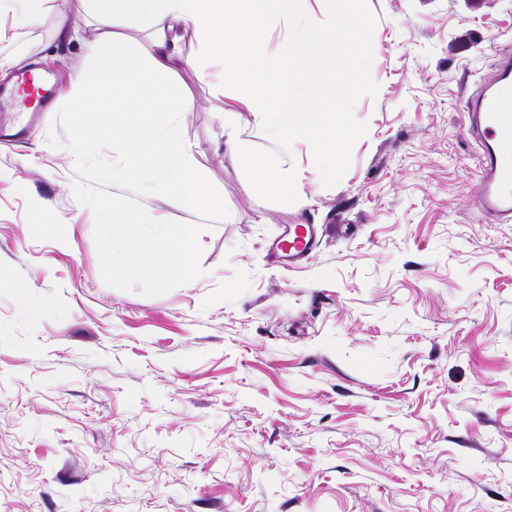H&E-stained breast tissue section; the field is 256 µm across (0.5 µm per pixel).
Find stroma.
Returning <instances> with one entry per match:
<instances>
[{
    "label": "stroma",
    "mask_w": 512,
    "mask_h": 512,
    "mask_svg": "<svg viewBox=\"0 0 512 512\" xmlns=\"http://www.w3.org/2000/svg\"><path fill=\"white\" fill-rule=\"evenodd\" d=\"M367 4V132L331 188L295 141L286 199L225 144L235 87L185 32L179 125L224 206L144 198L202 229L201 275L157 297L104 284L73 195L94 23L0 5V84L55 78L40 119L0 106V512H512V224L477 211L463 132L512 0ZM298 223L323 233L291 268L268 250Z\"/></svg>",
    "instance_id": "35a3bbf8"
}]
</instances>
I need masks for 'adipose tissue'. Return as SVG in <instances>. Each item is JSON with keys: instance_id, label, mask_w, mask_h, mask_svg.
I'll return each mask as SVG.
<instances>
[{"instance_id": "obj_1", "label": "adipose tissue", "mask_w": 512, "mask_h": 512, "mask_svg": "<svg viewBox=\"0 0 512 512\" xmlns=\"http://www.w3.org/2000/svg\"><path fill=\"white\" fill-rule=\"evenodd\" d=\"M288 0H56L62 14H94L103 33L86 43L87 69L72 79L83 107L110 109L111 122L97 135L111 138L117 159L112 177H135L147 192L171 203L192 207H222L209 189L195 153L181 137L178 117L194 103L177 79L182 33L192 30L204 51L224 67L225 80L236 87L235 107L224 111L228 144L238 142V113H253L257 125L276 144L263 157L243 154L257 182L290 195L296 179L286 168L288 149L305 121L321 111L324 99L307 100L302 110L283 111L269 94L283 67L261 50L269 20L285 13ZM145 24L151 50L141 54L122 35V27Z\"/></svg>"}]
</instances>
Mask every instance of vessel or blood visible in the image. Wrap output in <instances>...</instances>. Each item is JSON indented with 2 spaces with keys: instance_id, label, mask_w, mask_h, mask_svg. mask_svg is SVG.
I'll return each mask as SVG.
<instances>
[{
  "instance_id": "1",
  "label": "vessel or blood",
  "mask_w": 512,
  "mask_h": 512,
  "mask_svg": "<svg viewBox=\"0 0 512 512\" xmlns=\"http://www.w3.org/2000/svg\"><path fill=\"white\" fill-rule=\"evenodd\" d=\"M464 130L478 148L477 208L490 224L512 223V50L495 53L492 75L467 101ZM317 244V227L292 224L273 252L289 266L305 262Z\"/></svg>"
}]
</instances>
